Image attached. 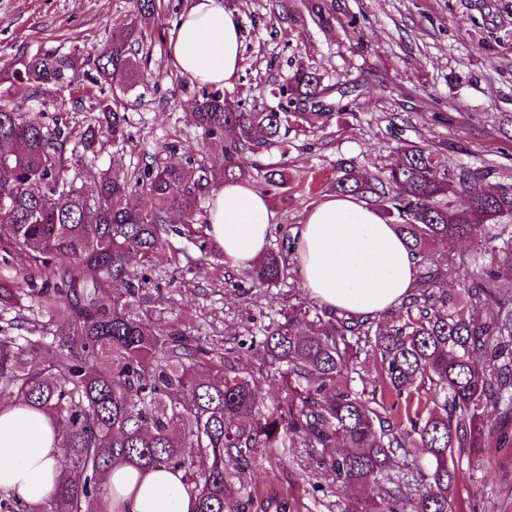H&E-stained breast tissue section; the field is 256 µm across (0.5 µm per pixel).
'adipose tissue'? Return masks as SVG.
Segmentation results:
<instances>
[{
	"mask_svg": "<svg viewBox=\"0 0 512 512\" xmlns=\"http://www.w3.org/2000/svg\"><path fill=\"white\" fill-rule=\"evenodd\" d=\"M241 28L224 0H192L173 40L180 72L201 84L225 85L240 68ZM207 221L226 264L248 266L264 251L276 213L244 182L213 190ZM296 256L316 302L348 317H375L397 308L418 279L419 259L393 225L351 197L313 206L298 228ZM56 426L19 401L0 403V492L35 503L52 495L63 472ZM113 512H195L182 471L114 468L106 479Z\"/></svg>",
	"mask_w": 512,
	"mask_h": 512,
	"instance_id": "adipose-tissue-1",
	"label": "adipose tissue"
}]
</instances>
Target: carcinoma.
Masks as SVG:
<instances>
[{
    "label": "carcinoma",
    "instance_id": "1",
    "mask_svg": "<svg viewBox=\"0 0 512 512\" xmlns=\"http://www.w3.org/2000/svg\"><path fill=\"white\" fill-rule=\"evenodd\" d=\"M155 0L133 11L98 52L79 60L47 55L25 66L21 82L58 85L83 64L96 84L141 76V18ZM280 110L249 111L219 95L191 103L204 147L224 156L212 170L189 156L182 163L147 162L136 172L93 163L76 167L69 152L96 153L108 139L126 140L125 114L106 98L98 124L75 132L68 123L0 103V248H12L44 270L42 288L26 279L0 280V308L19 312L36 300L39 313L64 320L48 334L0 329V394L48 414L64 448L63 479L55 493L29 505L0 493V512H111L101 482L117 465L183 471L196 512H295L274 488L256 490L242 473L254 460L284 463L306 455L343 496L339 512H360L353 493L372 492V512H455L450 494L455 458L484 441L512 446L486 412L512 419V181L488 188L487 171H448L440 156L417 144L399 146V162L370 176L350 162L337 165L334 189L368 201L420 257L419 283L396 316L364 319L291 304L258 333L217 345L177 326H161L145 269L163 252L170 214L193 234L199 202L212 183L242 180L238 158L288 134L300 104L329 98L334 87L300 66ZM462 190L468 206H450ZM484 231L491 264L467 281L464 294L444 288L443 266L460 239ZM281 249L264 253L252 286L270 288L287 277ZM484 310L477 320L465 303ZM257 349L263 362L239 367L240 350ZM379 358L381 391L405 399L396 420L383 399L352 386L361 355ZM279 378L280 395L267 400L263 382ZM328 448H346L326 455ZM418 448L429 466L421 490L391 475L400 454Z\"/></svg>",
    "mask_w": 512,
    "mask_h": 512
}]
</instances>
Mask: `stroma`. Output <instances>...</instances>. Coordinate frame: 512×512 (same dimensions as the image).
<instances>
[{"instance_id": "obj_1", "label": "stroma", "mask_w": 512, "mask_h": 512, "mask_svg": "<svg viewBox=\"0 0 512 512\" xmlns=\"http://www.w3.org/2000/svg\"><path fill=\"white\" fill-rule=\"evenodd\" d=\"M190 2L157 0L143 27L144 78L118 96L129 120L126 144L120 151L105 145L100 168L134 171L152 159L176 163L188 155L222 167L223 157L206 151L188 102L216 92L245 108L274 109L279 89L302 64L324 84L340 85L348 108L338 117L291 120L287 147L264 146L241 158L277 214L268 247L295 242L294 228L309 209L333 196L340 159L374 172L396 164L404 140L439 153L449 171L488 170L487 185L512 178V0H329L324 26L313 19V0H287L283 8L275 0H224L241 26L243 61L221 87L183 76L172 56ZM133 8L134 0H0V98L48 123L63 117L73 128L88 126L97 95L83 69L63 86L23 84L17 76L36 56L94 51ZM271 166L284 167L282 187L266 185ZM146 274L160 290L153 308L160 324L219 342L279 316L287 293L313 303L298 268L285 283L257 292L247 269L201 253L175 233ZM300 472L293 462L282 471L259 459L246 476L260 489L278 486L299 512H333L336 487L314 489ZM452 490L458 512H512V448L486 441L478 459L458 463Z\"/></svg>"}]
</instances>
